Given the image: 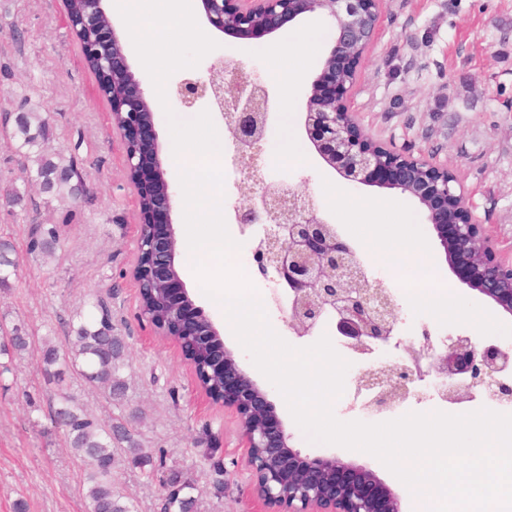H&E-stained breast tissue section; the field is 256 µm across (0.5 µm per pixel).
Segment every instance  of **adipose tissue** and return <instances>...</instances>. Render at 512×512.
I'll return each instance as SVG.
<instances>
[{
  "label": "adipose tissue",
  "instance_id": "adipose-tissue-1",
  "mask_svg": "<svg viewBox=\"0 0 512 512\" xmlns=\"http://www.w3.org/2000/svg\"><path fill=\"white\" fill-rule=\"evenodd\" d=\"M315 37V32L306 28L299 33L289 32L278 41L263 44L262 49L270 59L272 73L277 81L292 84L305 76L308 66L302 62L301 55L295 51L294 46L297 39L312 40ZM388 199V193L380 192L357 201V208L369 217L363 228V236L373 254L405 262L411 257V231L397 224H381L377 221Z\"/></svg>",
  "mask_w": 512,
  "mask_h": 512
}]
</instances>
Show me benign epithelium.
<instances>
[{
    "mask_svg": "<svg viewBox=\"0 0 512 512\" xmlns=\"http://www.w3.org/2000/svg\"><path fill=\"white\" fill-rule=\"evenodd\" d=\"M381 0H205L208 23L239 33H272L287 18L320 12L337 26V36L306 103L305 127L317 153L350 181L373 176L385 185L416 197L443 247H451L456 269L469 286L498 306L512 311V263L499 257L485 225L478 223L452 170L423 156L396 151L373 140L357 124L349 97L364 54L374 38ZM73 29L96 28L88 54L98 62L97 79L117 80L130 69L112 22L100 13L69 20ZM190 111L202 101L220 114L238 148L249 199L237 209V223L258 227L252 264L258 276L278 285L273 300L285 298L286 323L297 336L312 334L332 322L347 345L362 354L385 348L395 337L397 307L388 289L373 284L351 244L327 222L316 201L282 181L265 180L263 153L270 132L267 89L233 59H216L206 79L187 78L175 89ZM145 91L112 87V125L125 146L124 166L139 204L136 241L138 288H160L173 307L171 319L146 321L173 339L190 365L198 345L180 337L206 323L211 343L223 336L205 312L194 306L180 278L178 240L170 220V188L158 193L155 175L164 168L153 120L144 118ZM393 363L362 372L360 387L371 391L367 406L376 412L407 398L416 382L434 375L443 379L442 398L461 403L480 390L493 400L512 403V348L482 345L468 336L444 347L424 328L417 341L403 347ZM223 387L209 397L235 410L246 439L247 463L253 474L252 497L264 512H401L398 495L372 470L336 456L307 458L290 445L291 436L278 419L267 393L224 351L218 364Z\"/></svg>",
    "mask_w": 512,
    "mask_h": 512,
    "instance_id": "obj_1",
    "label": "benign epithelium"
}]
</instances>
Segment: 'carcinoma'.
<instances>
[{
	"label": "carcinoma",
	"mask_w": 512,
	"mask_h": 512,
	"mask_svg": "<svg viewBox=\"0 0 512 512\" xmlns=\"http://www.w3.org/2000/svg\"><path fill=\"white\" fill-rule=\"evenodd\" d=\"M19 148L23 157L30 158L36 153V181L41 186L62 193L70 189L72 179H81V173L72 163L65 167L53 160L52 154L43 149L48 139L49 128L46 120L37 112H29L17 119ZM57 229L37 225L32 231L29 251L47 254L57 244ZM12 246L0 242V287L8 285L16 274L18 260L9 253ZM162 292L158 288H146L142 292L141 306L152 314L159 312ZM99 318H89L73 329L74 336L69 341L66 352L72 369L92 386L101 388L107 395L121 397L125 384L118 376L119 361L123 354V344L118 336L112 335V319L105 307H100ZM221 354L212 346L203 348L197 360V372L203 385L209 390L221 386L218 375L210 370V364L218 362ZM65 406L56 412L61 420L64 435L75 455L86 463V492L88 512H131L118 489L112 473L121 462L133 467L149 468L150 474L163 468V463H154L153 457L145 454L133 437L132 430L122 422L102 425L94 416L67 405L70 397L62 396ZM165 490L163 512H195L196 499L183 494L187 484L179 473L171 471L162 479Z\"/></svg>",
	"instance_id": "1"
}]
</instances>
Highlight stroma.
<instances>
[{"mask_svg":"<svg viewBox=\"0 0 512 512\" xmlns=\"http://www.w3.org/2000/svg\"><path fill=\"white\" fill-rule=\"evenodd\" d=\"M200 26L216 38L218 55L241 61L268 90L272 140L291 133L301 142L306 154L301 161L287 162L266 150V180L291 183L313 196L326 219L354 248H361L363 217L348 207L372 188L343 181L342 198L328 203L321 187L337 180L336 172L315 151L304 127L310 78L291 87L276 83L257 40L216 32L205 20ZM96 87L63 0H0V119L6 124L0 133V240L12 244L19 260L16 275L0 288V326L27 340L25 351L0 354V512H16L20 502L26 512H85L86 469L66 447L63 430L54 421L66 395L73 407L105 420L121 419L144 452L163 457L166 469L191 480L198 512H251L252 474L235 413L207 397L172 339L159 336L138 318L140 295L132 276L137 195L124 168L123 139L112 127L111 106ZM351 110L374 139L451 166L501 258L512 261V0H383L375 39L352 90ZM25 112L47 113L48 145L56 161L79 163L82 190L61 198L28 183L15 134V119ZM242 184L239 167H230L224 180V217L230 236L241 245L240 257L247 260L256 240L254 231L241 230L235 222V210L244 201ZM382 221L414 225L420 259H438L436 275L459 306L487 310V299L444 262L428 213L416 198L398 196ZM35 224L57 228L59 244L53 255L30 253ZM365 269L371 281L392 290L400 315L396 336L402 341L426 328L435 336H468L512 346L511 314L496 313L478 327L464 319L441 320L396 289L397 279L385 264L373 259ZM179 273L195 305L224 330L225 346L267 391L294 448L310 458L357 460L398 494L402 512H414L410 491L377 458L309 440L277 389L227 332L223 307L196 287L191 264L180 262ZM97 297L105 300L112 333L125 345L119 375L128 389L123 399L112 402L66 363H58L64 380L55 383L41 360L43 343L66 350L73 324ZM320 331L350 363L334 409L339 420L379 423L410 412L505 410L479 392L464 403L445 401L439 395L440 379L430 376L418 383L415 395L389 410L371 412L355 379L397 358L399 349L359 355L347 348L334 325H322ZM219 479L224 482L220 494L214 490ZM115 480L136 512H159L164 490L158 479L123 465Z\"/></svg>","mask_w":512,"mask_h":512,"instance_id":"35a3bbf8","label":"stroma"}]
</instances>
